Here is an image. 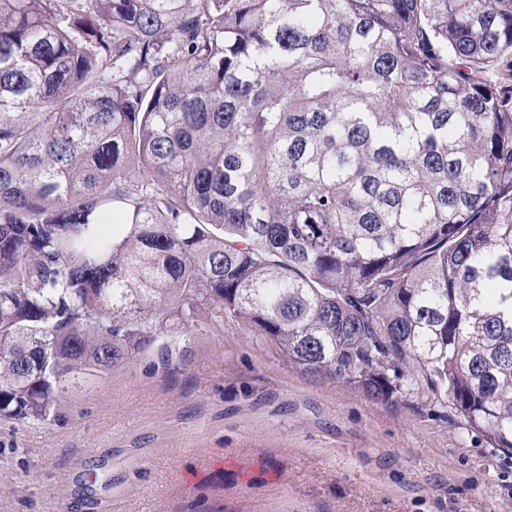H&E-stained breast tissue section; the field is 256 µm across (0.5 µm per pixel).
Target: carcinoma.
I'll list each match as a JSON object with an SVG mask.
<instances>
[{"label":"carcinoma","mask_w":512,"mask_h":512,"mask_svg":"<svg viewBox=\"0 0 512 512\" xmlns=\"http://www.w3.org/2000/svg\"><path fill=\"white\" fill-rule=\"evenodd\" d=\"M226 317L512 454V0H0V416Z\"/></svg>","instance_id":"cac0c4a2"}]
</instances>
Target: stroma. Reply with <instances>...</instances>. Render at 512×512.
<instances>
[{
    "label": "stroma",
    "mask_w": 512,
    "mask_h": 512,
    "mask_svg": "<svg viewBox=\"0 0 512 512\" xmlns=\"http://www.w3.org/2000/svg\"><path fill=\"white\" fill-rule=\"evenodd\" d=\"M171 332L64 419H0V512H512V457L425 394L313 381L241 322Z\"/></svg>",
    "instance_id": "35a3bbf8"
}]
</instances>
